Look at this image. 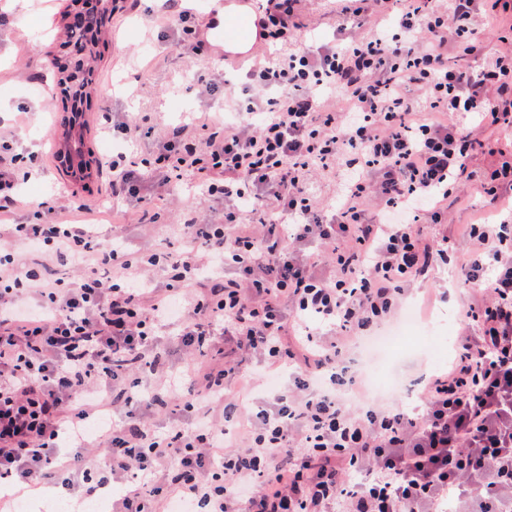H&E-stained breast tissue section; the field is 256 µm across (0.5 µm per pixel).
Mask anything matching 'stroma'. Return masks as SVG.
<instances>
[{
    "label": "stroma",
    "instance_id": "stroma-1",
    "mask_svg": "<svg viewBox=\"0 0 512 512\" xmlns=\"http://www.w3.org/2000/svg\"><path fill=\"white\" fill-rule=\"evenodd\" d=\"M12 0H0V120L11 122L16 113L26 121L16 132L17 147L36 151L40 156L41 174L31 181L17 201L15 218H31L38 202L60 196L70 199L71 220L89 224L117 223L122 227L128 250L162 247L180 236L183 209H193L198 217L210 210L200 194L194 193L189 181H172L169 196L154 200L157 225L144 233L137 212L125 201H115L113 210L100 209L94 199L104 184L103 178L76 182L67 177L63 164L51 148L52 132L65 114L53 81L45 77L51 54L62 40L60 15L68 11L70 0H32L26 17L13 19L9 13ZM151 0H127L125 9L112 18V32L102 49L101 62L93 75L91 104L84 111L86 143L94 157H102L108 143L103 133L105 113L137 112L150 119L155 130L183 119L188 112H222L224 87L216 70L196 63L186 42L173 31L150 27L148 12ZM298 12L304 23L314 28L317 37L329 38L340 22L337 0H300ZM214 83L207 96H199V81ZM470 204L449 205L448 232L456 234L484 216L486 223L499 221L512 213V198L490 204L479 184L469 183ZM431 279L448 289L446 303L426 314V322H439L430 336H415L413 348L405 362L410 380L441 368L432 353L437 342L456 339L459 326L456 309L464 298L446 271H434Z\"/></svg>",
    "mask_w": 512,
    "mask_h": 512
}]
</instances>
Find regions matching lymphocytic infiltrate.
<instances>
[{
    "mask_svg": "<svg viewBox=\"0 0 512 512\" xmlns=\"http://www.w3.org/2000/svg\"><path fill=\"white\" fill-rule=\"evenodd\" d=\"M297 3L264 0L274 51L234 122L166 125L151 179L112 160L104 194L141 223L172 176L218 204L178 253H127L59 204L15 222L38 156L0 127V479L17 492L79 504L116 483L112 512H512V225H472L461 248L440 229L471 154L496 153L454 114L512 127V28L479 72L448 51L480 58L476 16L512 0H344L345 48L285 53ZM336 167V199L315 198ZM447 265L470 292L453 357L416 406H383L343 351Z\"/></svg>",
    "mask_w": 512,
    "mask_h": 512,
    "instance_id": "f902f5d3",
    "label": "lymphocytic infiltrate"
}]
</instances>
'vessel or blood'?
<instances>
[{"label": "vessel or blood", "mask_w": 512, "mask_h": 512, "mask_svg": "<svg viewBox=\"0 0 512 512\" xmlns=\"http://www.w3.org/2000/svg\"><path fill=\"white\" fill-rule=\"evenodd\" d=\"M199 19V37L209 61L247 69L259 59L264 41L256 0H204Z\"/></svg>", "instance_id": "b4317fda"}]
</instances>
